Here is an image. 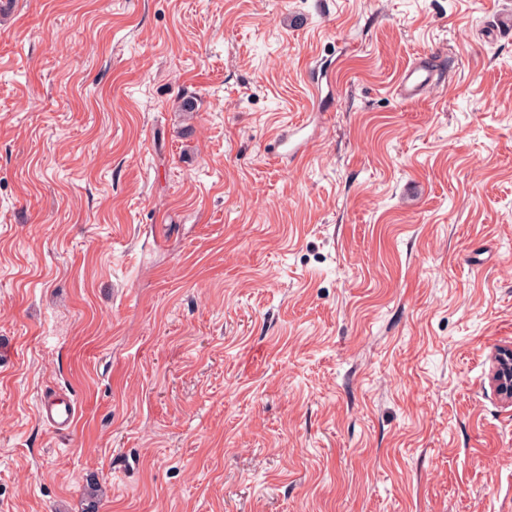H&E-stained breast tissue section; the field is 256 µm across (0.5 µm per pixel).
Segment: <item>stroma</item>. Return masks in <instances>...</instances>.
Masks as SVG:
<instances>
[{
	"label": "stroma",
	"instance_id": "1",
	"mask_svg": "<svg viewBox=\"0 0 512 512\" xmlns=\"http://www.w3.org/2000/svg\"><path fill=\"white\" fill-rule=\"evenodd\" d=\"M16 2L0 512H512V0ZM439 81V73L428 58L418 57L400 76L398 92L402 99H416L426 94ZM492 383L500 397L512 402V348L503 349L497 353ZM43 421H47L59 433H71L77 416L76 403L67 396L52 394L46 397L38 407Z\"/></svg>",
	"mask_w": 512,
	"mask_h": 512
}]
</instances>
